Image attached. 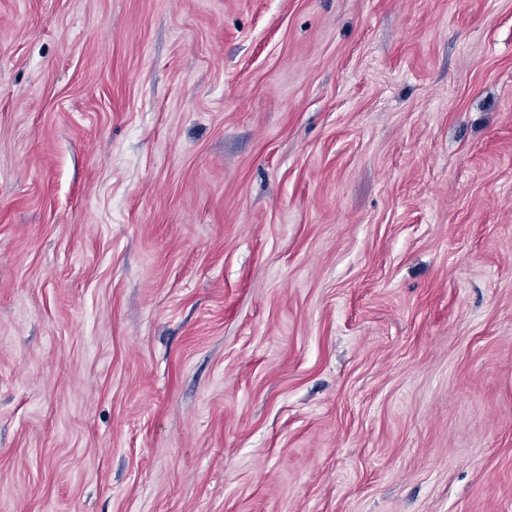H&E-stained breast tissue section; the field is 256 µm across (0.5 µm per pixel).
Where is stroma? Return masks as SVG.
I'll list each match as a JSON object with an SVG mask.
<instances>
[{
    "label": "stroma",
    "mask_w": 512,
    "mask_h": 512,
    "mask_svg": "<svg viewBox=\"0 0 512 512\" xmlns=\"http://www.w3.org/2000/svg\"><path fill=\"white\" fill-rule=\"evenodd\" d=\"M0 512H512V0H0Z\"/></svg>",
    "instance_id": "obj_1"
}]
</instances>
